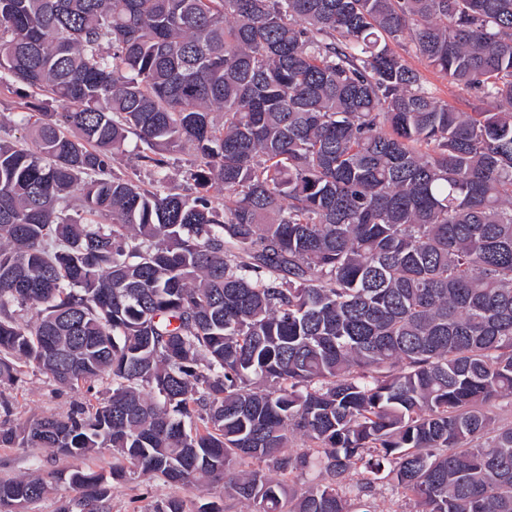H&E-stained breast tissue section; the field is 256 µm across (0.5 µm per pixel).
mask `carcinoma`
<instances>
[{
    "mask_svg": "<svg viewBox=\"0 0 512 512\" xmlns=\"http://www.w3.org/2000/svg\"><path fill=\"white\" fill-rule=\"evenodd\" d=\"M17 85L0 385L109 386L23 423L0 396V447L76 461L0 481L1 509L67 484L58 512H109L77 462L110 448L114 480L220 478L252 512H379L384 481L512 512V0H0ZM131 135L147 184L113 170ZM405 54L408 62L415 68L422 71L427 78V85L430 91L439 99L446 101L450 104L455 105L460 109H465V101L460 97L458 90L448 84V80L440 77L438 74L433 73L431 70H427L424 64L418 60L414 55H408L404 51L399 50Z\"/></svg>",
    "mask_w": 512,
    "mask_h": 512,
    "instance_id": "carcinoma-1",
    "label": "carcinoma"
}]
</instances>
